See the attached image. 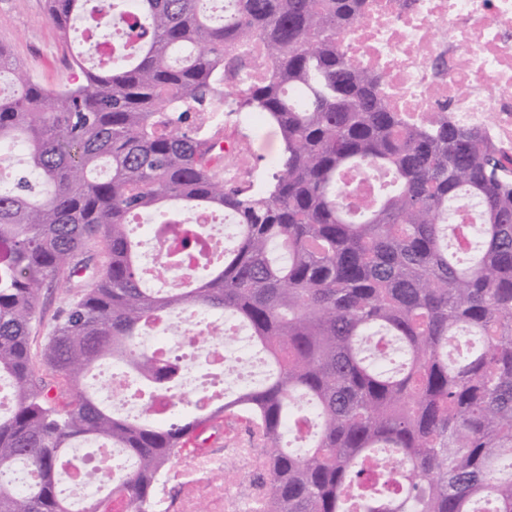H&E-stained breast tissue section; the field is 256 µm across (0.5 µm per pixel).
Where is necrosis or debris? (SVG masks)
<instances>
[{"label": "necrosis or debris", "instance_id": "obj_1", "mask_svg": "<svg viewBox=\"0 0 512 512\" xmlns=\"http://www.w3.org/2000/svg\"><path fill=\"white\" fill-rule=\"evenodd\" d=\"M342 45L352 64L381 77L394 111L416 120L444 108L512 149V0H364L363 17L346 28ZM143 235L168 283L198 266L195 257L169 263L172 232L164 226L144 225ZM191 335L160 324L140 341L156 359L180 361V395L188 399L201 377L252 349L239 332L222 347Z\"/></svg>", "mask_w": 512, "mask_h": 512}]
</instances>
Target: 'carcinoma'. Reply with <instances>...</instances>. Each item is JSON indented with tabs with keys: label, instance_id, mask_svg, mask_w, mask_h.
Masks as SVG:
<instances>
[{
	"label": "carcinoma",
	"instance_id": "carcinoma-1",
	"mask_svg": "<svg viewBox=\"0 0 512 512\" xmlns=\"http://www.w3.org/2000/svg\"><path fill=\"white\" fill-rule=\"evenodd\" d=\"M364 0H112L130 22L120 45L70 86L46 88L0 48V512H70L60 484L71 449L97 440L133 466L109 499L84 512H169V465L202 453L207 428L233 418L252 438L260 512H512V158L446 112L407 122L380 77L339 41ZM69 39L97 21L95 0H47ZM207 112L224 121L201 130ZM257 113L283 151L254 184L247 137L229 130ZM351 171L392 175L349 202ZM474 199L479 220L450 203ZM236 224L180 288H153L131 227L140 216L180 227L196 250L192 211ZM106 261L81 259L89 244ZM71 298L36 375L31 332L40 288ZM209 319L197 338L229 340L216 320L246 326L268 364L224 404L131 418L102 405L87 379L121 365L147 400L175 386L138 338L156 321ZM459 341L448 355V338ZM398 470L396 487L373 463Z\"/></svg>",
	"mask_w": 512,
	"mask_h": 512
}]
</instances>
